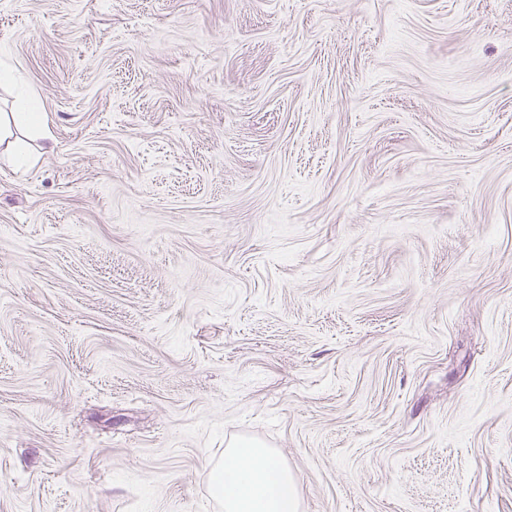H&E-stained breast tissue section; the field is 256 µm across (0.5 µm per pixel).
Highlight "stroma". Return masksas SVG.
Wrapping results in <instances>:
<instances>
[{
	"mask_svg": "<svg viewBox=\"0 0 512 512\" xmlns=\"http://www.w3.org/2000/svg\"><path fill=\"white\" fill-rule=\"evenodd\" d=\"M0 512H512V0H0ZM20 129L31 133L36 138L53 140L52 129L35 96H30L23 102L20 112L0 114V145L5 146L6 160L12 164L27 165L32 162V156L29 151L23 150L22 141L15 134V131ZM224 512H298L299 491L288 466L259 443L233 442L213 468Z\"/></svg>",
	"mask_w": 512,
	"mask_h": 512,
	"instance_id": "obj_1",
	"label": "stroma"
}]
</instances>
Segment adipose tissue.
<instances>
[{"mask_svg": "<svg viewBox=\"0 0 512 512\" xmlns=\"http://www.w3.org/2000/svg\"><path fill=\"white\" fill-rule=\"evenodd\" d=\"M25 130L52 140L53 132L36 97L26 99L20 111L0 114V145L13 164H30L17 136ZM214 494L224 512H298L299 491L295 477L277 455L259 443L234 442L213 468Z\"/></svg>", "mask_w": 512, "mask_h": 512, "instance_id": "obj_1", "label": "adipose tissue"}]
</instances>
